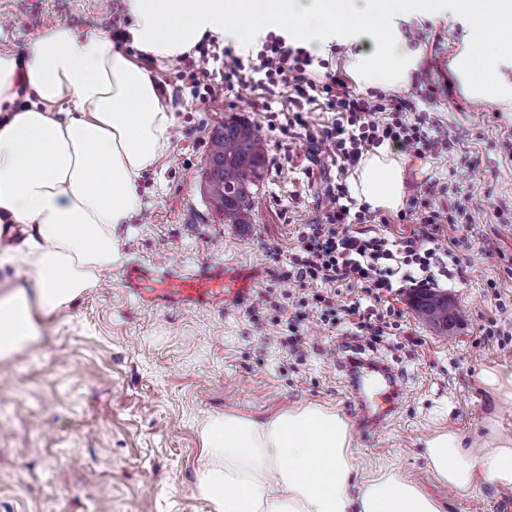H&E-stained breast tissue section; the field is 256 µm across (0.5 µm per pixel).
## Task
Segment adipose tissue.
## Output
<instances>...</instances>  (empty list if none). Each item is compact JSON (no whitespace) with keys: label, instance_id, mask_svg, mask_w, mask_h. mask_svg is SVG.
I'll return each mask as SVG.
<instances>
[{"label":"adipose tissue","instance_id":"adipose-tissue-1","mask_svg":"<svg viewBox=\"0 0 512 512\" xmlns=\"http://www.w3.org/2000/svg\"><path fill=\"white\" fill-rule=\"evenodd\" d=\"M126 47L105 35L47 27L0 52V228L28 233L25 284L0 296V359L36 342L33 312L56 311L96 287L122 261L114 230L142 209L139 181L169 146L174 116L153 73L204 38L247 48L269 31L324 52L359 45L347 70L364 88H398L416 64L405 18L445 13L462 27L452 62L464 96L512 112V0H125ZM359 201L393 210L402 169L385 149L362 159ZM199 489L213 512H442L394 469L357 475L350 422L307 403L264 421L208 418ZM427 468L465 496L478 480L512 487V442L463 448L448 430L429 437Z\"/></svg>","mask_w":512,"mask_h":512}]
</instances>
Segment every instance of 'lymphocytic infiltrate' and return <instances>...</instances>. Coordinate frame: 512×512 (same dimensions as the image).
Here are the masks:
<instances>
[{
	"label": "lymphocytic infiltrate",
	"instance_id": "obj_1",
	"mask_svg": "<svg viewBox=\"0 0 512 512\" xmlns=\"http://www.w3.org/2000/svg\"><path fill=\"white\" fill-rule=\"evenodd\" d=\"M312 64L307 50L286 46L278 38L266 43L256 57L246 60L233 55L224 64L225 92L235 93L247 86L285 92L287 111L282 119L267 123L268 131L279 139L293 138L296 128L306 127L308 106L321 103L337 114L317 135L337 170V204L323 223L307 225L298 237L288 261L296 296L266 292L257 310L284 313L292 306H309L318 311L327 328L351 320L376 338L400 317L393 301L404 289H431L440 278L452 277L449 253L439 246L437 226L443 219L456 227L471 223L470 202L449 203L447 213H440L435 202L450 195L451 187L423 185L410 201L408 214L415 226L409 234L392 239L375 232L376 217L369 207L363 205L355 211L347 203L346 181L364 152L386 143L419 157L448 151L450 144L437 134L430 117L415 101L384 91L357 95L338 75L329 73L324 79H315L310 73ZM326 285H356L361 294L339 306L324 295Z\"/></svg>",
	"mask_w": 512,
	"mask_h": 512
}]
</instances>
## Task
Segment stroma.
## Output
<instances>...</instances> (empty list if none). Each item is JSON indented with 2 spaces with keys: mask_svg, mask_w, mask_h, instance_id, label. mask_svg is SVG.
Segmentation results:
<instances>
[{
  "mask_svg": "<svg viewBox=\"0 0 512 512\" xmlns=\"http://www.w3.org/2000/svg\"><path fill=\"white\" fill-rule=\"evenodd\" d=\"M104 0H0V51L64 24L111 34ZM421 61L402 97H416L454 149L400 157L405 192L424 182L473 195L474 220L455 250L463 273L443 293L462 316L440 334L397 304L400 326L380 342L353 323L328 332L317 313L301 323L302 357L280 344L287 315L254 314L256 292L291 289L287 259L303 225L333 207L336 169L323 145L297 135L286 149L267 142L249 221L234 224L206 206L201 189L209 136L224 122L266 126L258 93L194 96L171 67L153 76L176 124L170 146L141 185L143 211L116 233L123 261L66 308L35 312L39 340L0 360V512H213L197 491L200 430L213 415L264 419L305 403L335 409L352 425L359 474L393 468L442 501L445 512H512V489L483 482L460 498L425 468L424 441L452 428L466 442L512 439V398L488 390L483 370L512 372V112L470 102L449 63L459 28L440 18L402 23ZM432 90L417 98L418 85ZM280 252L271 261L267 248ZM153 272L132 291L127 271ZM221 270L224 291L187 301L160 274ZM497 322L501 336L484 335ZM389 365L403 395L396 412L365 430L345 348Z\"/></svg>",
  "mask_w": 512,
  "mask_h": 512,
  "instance_id": "35a3bbf8",
  "label": "stroma"
}]
</instances>
